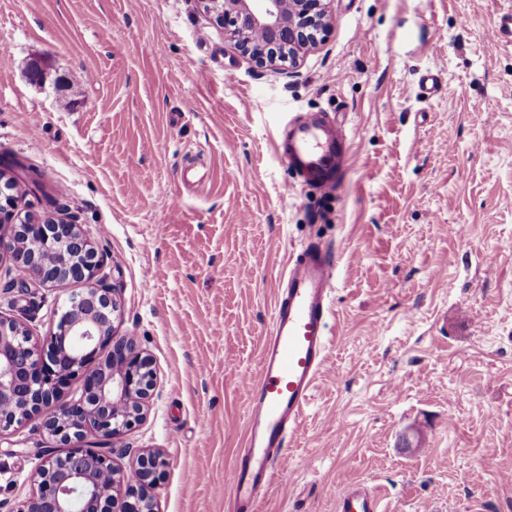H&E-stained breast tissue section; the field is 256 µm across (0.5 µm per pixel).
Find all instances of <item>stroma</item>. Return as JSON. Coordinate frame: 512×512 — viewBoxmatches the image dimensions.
<instances>
[{"instance_id":"35a3bbf8","label":"stroma","mask_w":512,"mask_h":512,"mask_svg":"<svg viewBox=\"0 0 512 512\" xmlns=\"http://www.w3.org/2000/svg\"><path fill=\"white\" fill-rule=\"evenodd\" d=\"M330 10L287 74L195 0H0V172L20 212L81 224L115 336L155 370L144 419L83 447L124 469L160 452L156 512H226L244 380L290 256L318 243L337 265L327 367L260 512H336L354 481L387 512H512V40L488 35L512 0ZM317 112L350 139L328 199L279 150ZM80 288L0 261L6 313L34 335ZM67 452L37 416L0 434V512Z\"/></svg>"}]
</instances>
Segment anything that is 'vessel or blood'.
<instances>
[{
    "instance_id": "b4317fda",
    "label": "vessel or blood",
    "mask_w": 512,
    "mask_h": 512,
    "mask_svg": "<svg viewBox=\"0 0 512 512\" xmlns=\"http://www.w3.org/2000/svg\"><path fill=\"white\" fill-rule=\"evenodd\" d=\"M348 142L339 123L301 124L293 131L287 163L320 195L332 196L347 170L337 153ZM335 282V258L319 245H307L288 264L271 326L262 338L257 377L247 384L245 443L231 472L230 512H258V503L274 490V470L285 458L326 364ZM336 512H383V507L376 490L357 481L338 495Z\"/></svg>"
}]
</instances>
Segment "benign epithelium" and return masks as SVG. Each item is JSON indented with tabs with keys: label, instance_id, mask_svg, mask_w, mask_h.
Segmentation results:
<instances>
[{
	"label": "benign epithelium",
	"instance_id": "7a95c632",
	"mask_svg": "<svg viewBox=\"0 0 512 512\" xmlns=\"http://www.w3.org/2000/svg\"><path fill=\"white\" fill-rule=\"evenodd\" d=\"M224 28L240 51L260 65L290 69L314 47L331 19V0H196ZM16 199L0 187V260L37 276L47 286L84 283L60 316L56 330L35 338L20 320L0 311V433L41 415L49 434L72 450L47 459L37 488L20 512H155L145 487L165 466L160 453L146 451L125 471L100 453L78 446L89 432L116 438L141 421L155 388L151 359L132 337L113 339L116 302L102 280L97 251L81 225L43 216L15 220ZM111 346L108 361L92 366ZM78 385L80 398L57 404L60 388Z\"/></svg>",
	"mask_w": 512,
	"mask_h": 512
}]
</instances>
